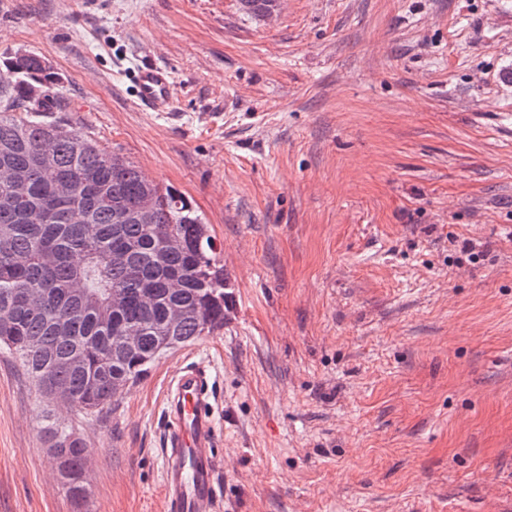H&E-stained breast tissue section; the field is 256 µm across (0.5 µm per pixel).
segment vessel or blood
<instances>
[{
  "label": "vessel or blood",
  "instance_id": "b4317fda",
  "mask_svg": "<svg viewBox=\"0 0 512 512\" xmlns=\"http://www.w3.org/2000/svg\"><path fill=\"white\" fill-rule=\"evenodd\" d=\"M173 95L174 78L168 69L156 65L139 68L136 96L144 111L169 112ZM213 396L212 376L200 362L178 371L165 394L162 487L167 512H218Z\"/></svg>",
  "mask_w": 512,
  "mask_h": 512
}]
</instances>
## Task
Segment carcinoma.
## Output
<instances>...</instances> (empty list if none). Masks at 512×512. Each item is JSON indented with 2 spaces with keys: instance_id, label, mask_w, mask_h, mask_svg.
Instances as JSON below:
<instances>
[{
  "instance_id": "cac0c4a2",
  "label": "carcinoma",
  "mask_w": 512,
  "mask_h": 512,
  "mask_svg": "<svg viewBox=\"0 0 512 512\" xmlns=\"http://www.w3.org/2000/svg\"><path fill=\"white\" fill-rule=\"evenodd\" d=\"M3 64L15 80L0 85V304L16 300L21 288L38 289L43 301L18 306L14 323L0 326V349L31 377L55 371L82 402L79 411L93 414L112 403V382L134 384L158 361L167 306L197 309L212 330L224 327V265L211 236L202 233L203 218L183 195L147 182L120 154L46 115L55 76L43 57L8 55ZM44 151L53 157L57 178L70 184L69 193H60L43 173ZM12 178L26 181L25 196L13 194ZM149 189L153 223L141 224L135 214ZM32 209L43 213L38 224L26 219ZM119 211L128 214L122 223ZM167 233L185 239L189 249L160 261V235ZM115 247L127 251L126 266L112 265ZM114 289L125 298L119 311L109 302ZM199 319L178 325L174 336L181 345L202 335ZM117 322L138 331V353L126 354L112 341ZM74 353L85 357L84 368L64 367ZM86 455L81 439L67 450L72 475L81 476Z\"/></svg>"
}]
</instances>
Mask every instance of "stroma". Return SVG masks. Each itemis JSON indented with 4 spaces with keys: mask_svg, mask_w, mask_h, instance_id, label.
<instances>
[{
    "mask_svg": "<svg viewBox=\"0 0 512 512\" xmlns=\"http://www.w3.org/2000/svg\"><path fill=\"white\" fill-rule=\"evenodd\" d=\"M0 0L58 119L203 216L232 304L92 417L85 499L0 351V512H166L163 391L207 364L221 512H512V0ZM167 67L173 112L136 103ZM480 253L471 262L461 250Z\"/></svg>",
    "mask_w": 512,
    "mask_h": 512,
    "instance_id": "35a3bbf8",
    "label": "stroma"
}]
</instances>
